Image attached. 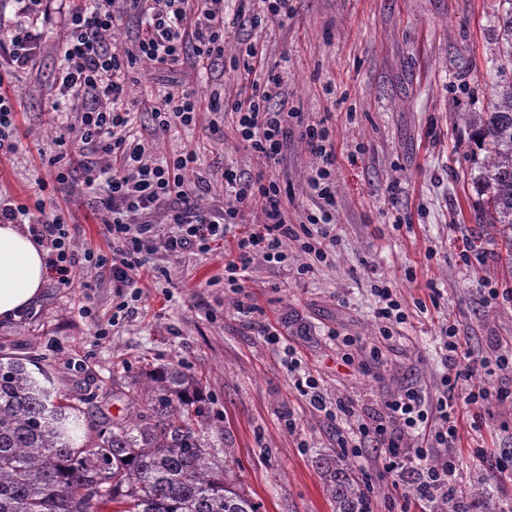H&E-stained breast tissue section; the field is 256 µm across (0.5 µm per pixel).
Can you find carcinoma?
Listing matches in <instances>:
<instances>
[{"label":"carcinoma","instance_id":"obj_1","mask_svg":"<svg viewBox=\"0 0 512 512\" xmlns=\"http://www.w3.org/2000/svg\"><path fill=\"white\" fill-rule=\"evenodd\" d=\"M504 40L490 73L492 100L455 112L477 156L471 180L485 223L509 230L512 248V0H499ZM133 386V413L90 420L59 394L50 376L21 358H0V512H260L239 481L237 460L206 435L210 399L183 364L147 369ZM333 512H371L343 455L317 460ZM432 512H494L482 493L467 503L447 495Z\"/></svg>","mask_w":512,"mask_h":512}]
</instances>
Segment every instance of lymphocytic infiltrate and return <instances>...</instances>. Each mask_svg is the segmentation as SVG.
Here are the masks:
<instances>
[{"mask_svg":"<svg viewBox=\"0 0 512 512\" xmlns=\"http://www.w3.org/2000/svg\"><path fill=\"white\" fill-rule=\"evenodd\" d=\"M21 20L7 24L0 20V84L15 73L31 69L40 52V35L26 25L24 15L41 17L44 0H19ZM294 0H238L237 18H250L253 26L283 25L295 12ZM220 0H95L94 7H74L69 15L68 35L63 44L64 66L57 90L60 96L89 98L90 106L80 116V140L94 153L113 157L107 179L109 219L105 232L116 248L106 256L94 251L76 255L71 228L61 216H48L45 199L33 205L0 198V223L29 222L31 230L50 250V263L60 286L73 285L72 271L79 263L109 268L116 288L133 287L145 264L141 256L146 241L153 237L155 219L169 224L163 242L171 253H205L215 242L233 233L253 214L262 220L236 240L237 256L224 267V283L239 287L248 277L255 258L267 263L288 262L286 240L298 242L308 255V264L298 274L310 272L312 263L326 261L337 243L331 210L335 203L334 177L336 134L327 118L287 108H270L269 102L281 92L284 74L266 64L258 43L249 42L229 56L233 70L244 81L230 105L236 116V134L244 147L257 156L261 169L250 176L236 170L224 171V187L234 195L233 206L202 207L200 195L208 185L206 177L185 184L182 173L198 166V155L187 150L165 163L149 162L141 145L130 144L122 131L131 125L132 112L125 103L126 76L143 60L161 65L177 64L187 43H194L199 60L225 56L224 32L227 22ZM135 11L145 18L146 28L133 49L109 52L100 35ZM166 107L156 112L160 131L197 124L201 112L217 111V104H203L195 92H169ZM301 138L319 164L310 184L322 206L319 214L308 215L306 223L288 221L286 196L273 170L293 138ZM445 372L436 399L427 400L422 391L410 387L396 397L381 401L371 421L337 433L336 444L345 455L361 456L365 443L379 448L380 474L390 481L401 512H409L415 498L451 491L460 469L455 450L462 415H469L472 427H480L490 405L486 382L500 373H512V355H483L466 348L454 326H443L438 336ZM416 474V484L403 481Z\"/></svg>","mask_w":512,"mask_h":512,"instance_id":"f902f5d3","label":"lymphocytic infiltrate"}]
</instances>
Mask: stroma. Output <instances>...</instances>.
<instances>
[{"instance_id":"obj_1","label":"stroma","mask_w":512,"mask_h":512,"mask_svg":"<svg viewBox=\"0 0 512 512\" xmlns=\"http://www.w3.org/2000/svg\"><path fill=\"white\" fill-rule=\"evenodd\" d=\"M496 0H296L283 26L261 29L242 19L227 36L228 50L260 39L269 64L285 71L281 89L290 108L329 114L336 129L338 161L335 210L339 241L328 261L304 279L307 262L287 242L288 265L255 259L242 287L227 288L224 248L207 253L164 250L168 225L155 227L143 254L155 270L140 297L120 310L108 269L77 264L75 287L63 288L48 272L38 301L14 321H0V355L30 360L50 371L59 391L84 400L94 416L129 415L130 385L148 366L183 363L201 378L211 399L215 435L232 448L238 475L261 512H332L315 462L336 454V424L317 412L295 387L282 350L292 346L303 367L319 378L330 401L357 400L361 415L406 387L436 397L444 369L433 342L442 324L457 325L472 350L491 354L512 344V299L486 302L484 288L512 289L498 231L478 220L466 132L459 109L477 112L490 99L488 73L497 53ZM68 0H51L39 22L41 49L35 67L12 76L20 97L17 153L0 159V196L26 202L45 193L68 224L77 225L76 254L86 248L111 255L102 236L108 218L104 193L92 192L84 168L73 164L67 184L41 161L57 154L60 124H76L85 99L61 97L62 41ZM161 66L142 61L129 74L127 99L147 156L161 161L186 148L200 151L208 174L205 207L233 204L222 174L232 166L255 173L258 161L236 138L224 112V135L211 137L213 115L198 126L156 132L153 114L164 109L173 87L194 90L202 101L229 102L240 79L225 60ZM317 159L293 139L276 174L290 197L288 220L317 212L309 179ZM415 279H408L407 270ZM391 280L409 321L380 335L374 312L376 278ZM437 290L440 308L420 312L416 300ZM253 302V313L240 303ZM276 331L282 343L268 342ZM357 338L346 347L342 337ZM379 357H372V349ZM295 431H288L287 421ZM464 491L486 483L498 512H512V481L501 479L499 461L512 456V408L496 402L480 431H459ZM368 447L349 464L367 486L371 512H400V504Z\"/></svg>"}]
</instances>
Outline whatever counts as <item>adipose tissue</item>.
Listing matches in <instances>:
<instances>
[{"label": "adipose tissue", "mask_w": 512, "mask_h": 512, "mask_svg": "<svg viewBox=\"0 0 512 512\" xmlns=\"http://www.w3.org/2000/svg\"><path fill=\"white\" fill-rule=\"evenodd\" d=\"M48 252L28 225L0 224V320H15L41 295Z\"/></svg>", "instance_id": "ef3b65f1"}]
</instances>
